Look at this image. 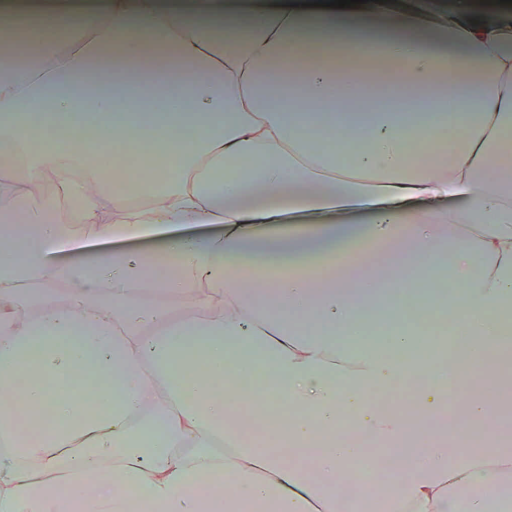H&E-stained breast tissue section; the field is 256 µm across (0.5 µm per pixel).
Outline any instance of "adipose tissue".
Segmentation results:
<instances>
[{"mask_svg": "<svg viewBox=\"0 0 512 512\" xmlns=\"http://www.w3.org/2000/svg\"><path fill=\"white\" fill-rule=\"evenodd\" d=\"M470 9L469 0H0L1 16L28 25L19 57L8 50L17 29L0 30V129L18 158L0 167V217L22 252L0 266V437L10 441L0 512H240L264 500L271 512H335L340 501L361 512V497H343L362 454L340 429L344 415L388 444L430 428L357 392L426 373L420 403L437 416L447 386L487 369L491 348L512 347L499 329L512 301V166L493 161L512 145V6L460 25ZM49 22L65 36L39 38ZM355 30L383 45L393 84L438 86L429 128L450 160H412L386 110L351 165L306 148L288 102L329 113L332 85L366 92L356 64L336 61L335 36ZM173 90L182 107L166 106ZM149 100L158 140L183 141L167 178L73 177L87 156L55 142L54 123L66 119L77 137L92 117L108 139ZM369 188L391 205L365 224L295 237L260 229L289 207L348 203ZM414 194L458 204L420 210ZM146 224L171 227L162 254L113 248L114 236ZM363 242L416 252L432 284L450 247L463 285L450 306L473 339L465 364L449 368L447 337L410 326L390 345L425 348L420 362L380 355L359 335L353 293L323 261ZM249 252L303 254L313 273L249 294L228 271ZM303 322L311 335L297 333ZM341 339L354 344L344 367ZM232 347L244 359L228 360ZM236 366L258 375L261 398L225 390ZM402 472L386 493L393 512H489L482 483L512 476V451L434 441L405 453ZM456 489L468 490L466 502Z\"/></svg>", "mask_w": 512, "mask_h": 512, "instance_id": "adipose-tissue-1", "label": "adipose tissue"}]
</instances>
